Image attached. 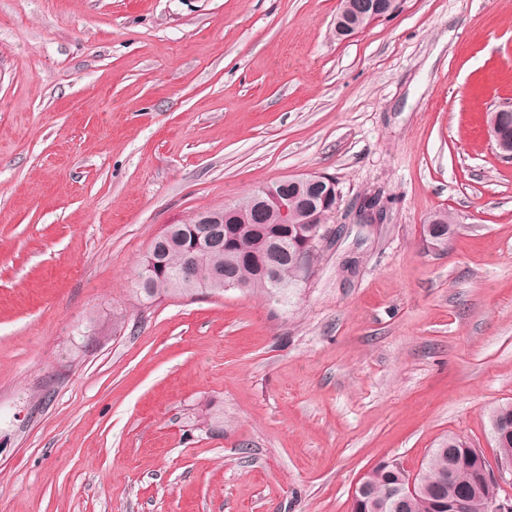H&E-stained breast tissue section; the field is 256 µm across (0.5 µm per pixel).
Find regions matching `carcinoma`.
<instances>
[{
	"label": "carcinoma",
	"instance_id": "1",
	"mask_svg": "<svg viewBox=\"0 0 512 512\" xmlns=\"http://www.w3.org/2000/svg\"><path fill=\"white\" fill-rule=\"evenodd\" d=\"M272 187L294 200L300 210L311 204L312 196L303 187L299 189L286 180ZM194 221L192 217L173 225L170 241L160 236L154 240L151 250L159 252L166 272L148 286L137 284L136 291L143 300L162 295L188 297L203 290L222 295L226 291L224 282L214 278L218 270L240 291L282 298L309 282L325 251L319 244L304 246L297 238L296 225L278 223L273 211L266 212L260 224L236 225L235 236L229 241L192 251L188 241L193 237ZM460 231L461 225L454 223L449 212L439 211L422 225L421 238L427 247L446 252ZM301 248L304 261L298 264L291 256ZM489 420L499 458L512 459V404L494 408ZM479 470L468 442L456 435L448 436L440 447L432 449L419 473L418 481L425 484L423 499L412 503L405 512H448V500L459 497L468 499L469 512H486V501L497 495V486L487 484L482 491H476ZM365 478L372 487L371 497L378 500L390 497L397 485V475L388 469L373 467Z\"/></svg>",
	"mask_w": 512,
	"mask_h": 512
}]
</instances>
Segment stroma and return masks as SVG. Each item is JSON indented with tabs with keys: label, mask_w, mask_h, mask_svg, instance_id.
Returning <instances> with one entry per match:
<instances>
[{
	"label": "stroma",
	"mask_w": 512,
	"mask_h": 512,
	"mask_svg": "<svg viewBox=\"0 0 512 512\" xmlns=\"http://www.w3.org/2000/svg\"><path fill=\"white\" fill-rule=\"evenodd\" d=\"M339 6L0 0V512H350L448 435L496 462L512 0H400L346 39ZM313 173L349 232L288 299L136 294L169 225ZM510 109V106L500 108L494 112H490L489 117L490 140L494 144L495 149L499 152V154L506 159H512V143L504 140L501 136L499 131V116L500 113L509 111ZM437 218H442L445 222H435ZM427 223L422 225L421 238L427 247L435 251L447 252L449 244L462 229L460 224H454L453 217L447 211L435 213Z\"/></svg>",
	"instance_id": "1"
}]
</instances>
